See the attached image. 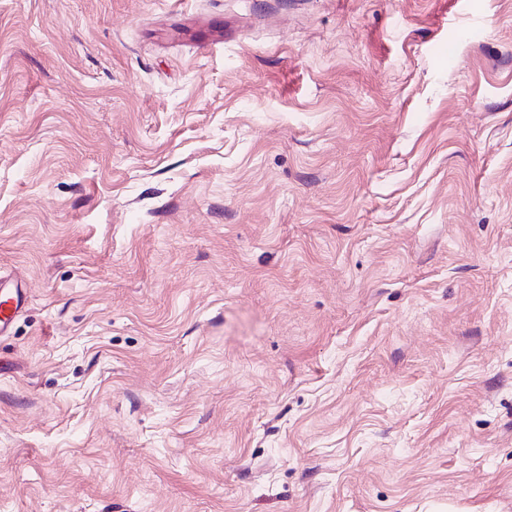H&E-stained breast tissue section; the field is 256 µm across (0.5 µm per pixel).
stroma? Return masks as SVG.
<instances>
[{
    "instance_id": "obj_1",
    "label": "stroma",
    "mask_w": 512,
    "mask_h": 512,
    "mask_svg": "<svg viewBox=\"0 0 512 512\" xmlns=\"http://www.w3.org/2000/svg\"><path fill=\"white\" fill-rule=\"evenodd\" d=\"M0 512H512V0H0ZM0 335H7L27 301L22 288L16 283L12 288L3 287L0 277Z\"/></svg>"
}]
</instances>
